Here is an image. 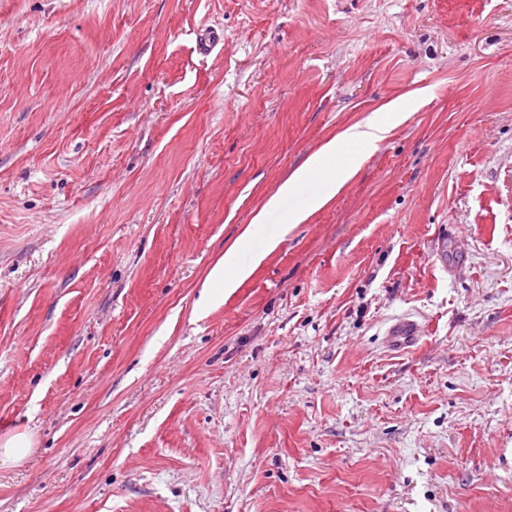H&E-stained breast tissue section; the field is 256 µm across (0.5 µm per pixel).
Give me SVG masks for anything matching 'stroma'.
I'll use <instances>...</instances> for the list:
<instances>
[{
  "label": "stroma",
  "instance_id": "1",
  "mask_svg": "<svg viewBox=\"0 0 512 512\" xmlns=\"http://www.w3.org/2000/svg\"><path fill=\"white\" fill-rule=\"evenodd\" d=\"M393 100L208 302L284 179ZM23 431L0 512H512V0H0V437ZM390 130L391 125L386 122L358 123L347 128L339 140L336 141L334 138L327 141L310 155L305 163L279 186L276 193L267 199L252 224L224 251V257L213 266L207 278V297L214 301L232 293L239 282L250 274L252 268L277 246L280 240L272 239L268 241L264 250L251 255V265L242 263L243 254L250 248L252 239L265 224L267 212L277 209L284 198L296 193H305L302 205L288 213V224L284 225V232L287 233L297 224H303L336 195V192L357 172L361 157L354 147L380 141ZM312 183L314 186H311ZM385 336L390 347L406 349L417 342L420 336V325L416 320L402 316L388 326Z\"/></svg>",
  "mask_w": 512,
  "mask_h": 512
}]
</instances>
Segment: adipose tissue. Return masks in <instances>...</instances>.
Returning a JSON list of instances; mask_svg holds the SVG:
<instances>
[{"label": "adipose tissue", "instance_id": "obj_1", "mask_svg": "<svg viewBox=\"0 0 512 512\" xmlns=\"http://www.w3.org/2000/svg\"><path fill=\"white\" fill-rule=\"evenodd\" d=\"M391 122L355 124L347 128L339 139L329 140L308 157L270 196L261 212L224 252L223 257L213 266L207 278V296L210 300L220 299L232 293L239 282L251 272L252 264L260 263L264 252L251 251L252 240L263 226L266 214L277 209L284 198L304 194L299 207L288 214L289 226L304 223L315 211L322 208L339 189L357 172L361 157L356 148L384 139L391 130ZM251 253V264H243L244 253Z\"/></svg>", "mask_w": 512, "mask_h": 512}]
</instances>
